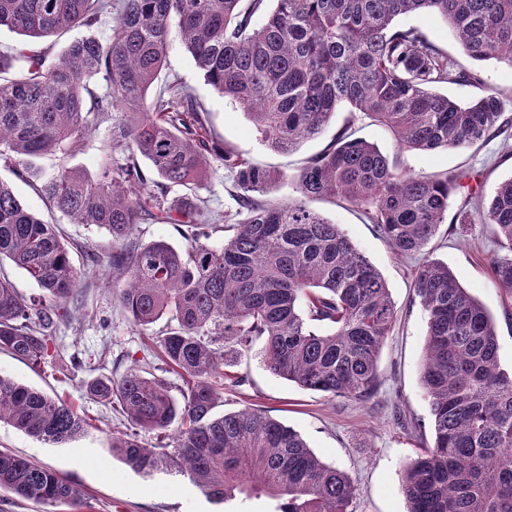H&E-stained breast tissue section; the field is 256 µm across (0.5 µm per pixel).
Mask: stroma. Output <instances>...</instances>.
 Instances as JSON below:
<instances>
[{
  "label": "stroma",
  "instance_id": "obj_1",
  "mask_svg": "<svg viewBox=\"0 0 512 512\" xmlns=\"http://www.w3.org/2000/svg\"><path fill=\"white\" fill-rule=\"evenodd\" d=\"M400 24L420 27L428 38L464 68L469 58L460 53L448 26L436 15L400 17ZM480 71L482 84L439 85L440 93L468 102L486 89L499 90L512 111V68L489 61ZM162 77H177L202 105L201 118L212 137L256 166L277 173L264 200L284 202L295 194L294 178L309 158L322 150L336 130L353 123L357 134L383 153L398 158L401 167L423 175L470 174V185L490 197L496 185L512 177V158L503 159L502 141L495 138L460 151H402L392 133L362 114L339 109L322 134L290 152L264 146L249 116L208 85L179 39H172ZM0 179L11 184L21 203L43 220L62 225L75 267L84 273L78 299L81 317L59 325L50 356L33 366L0 352V375L72 403L88 427L84 434L62 444H49L0 423V449L13 450L51 467L89 495L92 512H273L275 500L267 496L237 497L221 504L206 498L188 476L158 472L144 476L133 471L112 451V436L129 423L119 405L104 404L89 396L85 383L94 378L122 374L134 365L147 366L166 379L175 399H182L185 382L167 372L155 330L133 324L122 310L112 286L109 257L112 239L94 225L69 224L49 211L29 183L0 166ZM235 174L221 161L198 187L212 210L235 212ZM311 209L338 224L355 246L382 273L397 312L378 359L379 385L369 399L330 397L299 388L270 374L263 367L261 342L242 352L224 383L218 413L249 408L291 427L326 464L348 473L358 493L350 512H409L402 489L407 464L433 442L430 409L421 383L426 316L413 290L414 271L424 260L447 264L461 285L490 312L497 325L499 359L512 368V295L495 283L490 259L497 251L489 226L440 225L436 236L419 254L396 255L372 224L353 207L331 197L310 200Z\"/></svg>",
  "mask_w": 512,
  "mask_h": 512
}]
</instances>
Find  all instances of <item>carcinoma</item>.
Wrapping results in <instances>:
<instances>
[{"mask_svg": "<svg viewBox=\"0 0 512 512\" xmlns=\"http://www.w3.org/2000/svg\"><path fill=\"white\" fill-rule=\"evenodd\" d=\"M427 12L447 22L469 59L512 68V0H0V28L28 37L92 29L112 16L108 39H75L51 61L27 41L0 49V161L33 179L69 223L108 231L112 287L133 324L165 320L160 347L187 384L183 404L165 380L139 367L86 386L121 406L130 429L112 437V452L133 470L185 473L215 503L267 494L276 512H350L355 482L296 431L259 409L214 414L224 368L257 338L264 368L302 389L364 400L377 387L394 303L380 271L339 225L307 207L308 198L334 196L363 209L397 254L411 256L428 246L451 197L462 193L455 223L491 226L492 272L512 295V178L485 202L465 189V172L402 169L348 122L301 170L297 196L264 204L255 194L275 176L211 138L179 79L148 98L175 30L207 84L248 111L259 140L277 151L317 137L343 105L387 127L401 150L509 140L512 118L498 91L468 103L435 91L480 75L420 28L397 25L402 15ZM114 112L122 122L109 130L97 177L67 165L45 176L33 163L71 156ZM118 152L126 163L114 166ZM213 158L235 172L239 189L238 219L227 226L194 193ZM175 187L188 193L170 200ZM146 220L175 225L187 249L132 242ZM225 229L232 234L224 244L210 245ZM5 259L43 294H20L0 269V351L37 366L57 322L72 318L82 274L62 231L0 181ZM414 288L427 318L421 381L433 445L404 471L410 512H512V373L500 368L494 319L439 261L418 266ZM177 419L171 443L141 440L140 432L165 433ZM2 421L51 443L85 430L67 401L0 376ZM4 488L37 505L92 508L66 477L7 449L0 450Z\"/></svg>", "mask_w": 512, "mask_h": 512, "instance_id": "cac0c4a2", "label": "carcinoma"}]
</instances>
